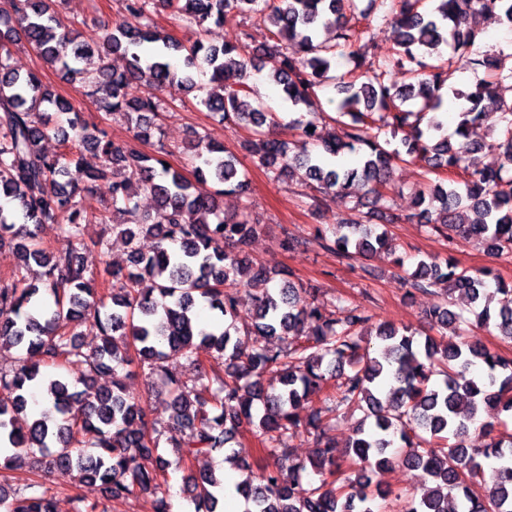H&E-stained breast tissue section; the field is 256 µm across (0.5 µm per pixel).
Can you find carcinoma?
Segmentation results:
<instances>
[{"instance_id": "carcinoma-1", "label": "carcinoma", "mask_w": 512, "mask_h": 512, "mask_svg": "<svg viewBox=\"0 0 512 512\" xmlns=\"http://www.w3.org/2000/svg\"><path fill=\"white\" fill-rule=\"evenodd\" d=\"M391 2L383 23L396 33V50L388 63L372 58L360 27L366 14L357 0H127V17L94 34L64 30L57 0H3L0 5V198L20 205L23 223L15 229L14 213L0 204V241L20 238L17 273L0 286V350L16 349V367L0 372V469L40 455L48 472L62 478L97 484L114 498H150V512H170L165 494L169 461L140 397L130 393L118 370L146 369L160 381L158 393L169 400L174 430L169 440L180 465L188 470L185 487L195 512H220L218 492L224 483L209 468L195 462L224 449L233 462L235 438L248 431L262 448L257 475L236 486L245 512H381L376 500L388 491L372 485L367 466L395 463L420 467L433 485L414 499L408 512H512V358L473 344L467 328L493 329L512 347V286L486 281L452 261L421 260L411 271L409 286L429 293L444 291L442 302L428 311L431 330L453 340L440 346L428 336L387 322L376 326L379 353L369 352L366 328L372 316L358 307L338 304L326 313L324 303L306 295L291 280L278 288L265 265L246 251L262 229L260 216L245 208L224 212L221 198H248L249 183L236 152L210 141L200 132L186 150L195 180L166 166L157 155L129 143L110 142L97 127L69 119L74 144L51 153L42 142L52 113L74 111L72 103L43 84L34 71L22 74L10 65L11 46L25 42L43 62L78 83L81 94L99 112L126 120L134 137L148 134L162 111L161 99L128 98L132 82L144 80L160 89L178 81L191 93L199 89L189 74L171 63L184 55L186 67L209 76L211 90L199 104L222 121L249 128L255 139L244 144L258 165L279 180L297 171L326 192L357 198L355 209H384L390 171L404 157L423 160L430 173H447L426 191L415 192V204L434 231L448 239L477 238L494 257L512 258V176L475 168L470 151L497 150L512 165V103L482 83L458 90L468 107L459 112L454 146L441 119L445 73L428 62L438 48L453 47L469 70L495 68V60L472 52L476 19L498 13L512 25V0H436L429 13L419 0ZM200 28L219 24L224 12L236 10L250 22L271 26V36L256 54L252 36L244 30L234 42L220 47L196 40L191 45L158 30L151 19L157 3ZM335 32V43L321 32ZM119 53L127 60L118 72L108 63ZM99 65L90 72L81 63L92 57ZM351 68L331 74L336 57ZM409 67L416 83L398 88L387 79L390 66ZM265 73L282 87L283 100L301 110L291 120L301 147L294 152L270 129L280 121L250 101L249 71ZM332 82L345 93L336 103L340 133H325L315 110L316 90ZM486 126L498 137L474 140V129ZM90 149L101 167L87 171L95 181L112 171V214L125 217L109 229L122 238L130 267L114 270L123 282L114 289L90 273L85 264L83 225L97 216L89 187L61 182L69 174L76 149ZM345 153L359 157L346 168L329 162ZM214 182L212 193L201 186ZM142 188L165 211V223L150 224L139 216L135 200ZM56 224L61 246L37 240V227ZM322 246L348 258L356 252L393 253L392 239L378 224L363 219L335 224ZM154 239L147 254L138 242ZM256 303L253 333L262 341L242 346L235 318L239 293ZM465 309L455 312L452 295ZM112 309L106 310V299ZM208 307L221 318L198 321ZM86 326L98 338L88 348L78 328ZM216 353L224 372H208L201 351ZM193 365L197 378L183 379L179 361ZM445 368L442 383L432 381L433 367ZM112 373V387L90 391L94 376ZM279 375L281 388L268 389L263 379ZM82 384L85 389L77 390ZM44 392V408L27 415L30 394ZM356 408L365 412L346 445L345 456L362 467L341 481L321 480L303 487L308 470L336 476L334 426L327 414ZM479 425L487 441L468 444L470 429ZM301 429L314 435L316 455L288 459L285 449ZM495 480L482 484L484 466ZM5 512H55L53 496L30 480L20 488L0 485Z\"/></svg>"}]
</instances>
